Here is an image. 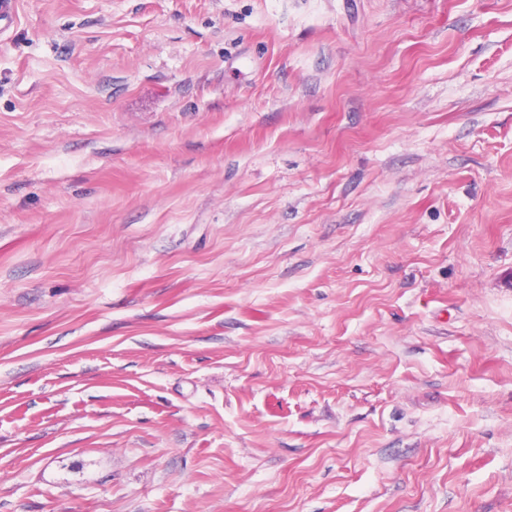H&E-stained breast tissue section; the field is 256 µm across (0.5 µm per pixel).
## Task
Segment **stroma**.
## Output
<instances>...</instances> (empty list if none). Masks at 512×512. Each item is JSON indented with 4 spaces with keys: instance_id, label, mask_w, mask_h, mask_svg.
Returning a JSON list of instances; mask_svg holds the SVG:
<instances>
[{
    "instance_id": "1",
    "label": "stroma",
    "mask_w": 512,
    "mask_h": 512,
    "mask_svg": "<svg viewBox=\"0 0 512 512\" xmlns=\"http://www.w3.org/2000/svg\"><path fill=\"white\" fill-rule=\"evenodd\" d=\"M0 512H512V0H17Z\"/></svg>"
}]
</instances>
